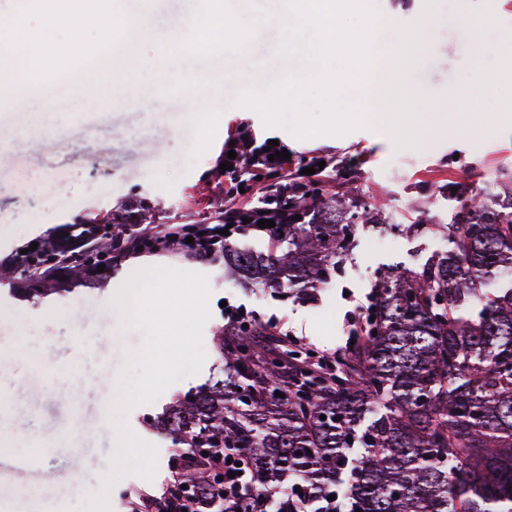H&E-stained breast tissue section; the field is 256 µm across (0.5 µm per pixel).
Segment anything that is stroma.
Instances as JSON below:
<instances>
[{
  "label": "stroma",
  "instance_id": "obj_1",
  "mask_svg": "<svg viewBox=\"0 0 512 512\" xmlns=\"http://www.w3.org/2000/svg\"><path fill=\"white\" fill-rule=\"evenodd\" d=\"M196 0H142L155 36L141 47L146 60L168 53L161 39L191 17ZM394 26L381 41L396 38V27L428 16L434 27L418 54L409 86L427 101L418 133L425 144L398 147L381 126L343 135L299 139L266 126L259 114L242 106L225 109L213 141L193 169L185 156L195 141L189 105H203L202 93L172 96L140 84L129 102L100 111L91 95L76 96L78 74L44 83L24 82L15 93L0 92V253L7 254L44 235L68 217L103 214L132 199H146L159 224H192L207 219L206 202L224 190L220 165L224 146L242 130L258 141L276 140L288 149L292 166L313 160L327 174L354 169L353 186L365 200L385 198V225H354L335 274L313 294L289 288L242 284L223 261L197 263L166 254L146 253L106 264L103 272L58 282L43 281L46 297H30L21 278H0V512H83L88 493L99 492L110 470L102 450L109 426V391L126 363V351L139 348L143 334L119 326L111 300L140 269L173 267L204 275L210 317L202 330L205 360L200 372L164 390L153 402L132 407L126 422L142 440L154 444L158 471L153 480L133 474L118 479L108 494L111 512H130L134 492L160 493L172 479L176 451L158 444L151 421L176 397L204 384L221 362L219 334L232 322L224 304L237 306L241 320L273 323L264 345L283 342L331 357L351 346L384 268L417 269L448 252L445 204L481 196L501 210L512 201V85L496 80L497 48L512 41V0H375ZM279 25L254 28L250 49L241 56L216 59L202 76L261 87L288 69L275 53ZM485 50L481 72L471 68L476 46ZM456 100L454 125L444 112ZM486 116L482 127L468 124L472 101ZM428 225H416L420 212ZM85 376L77 396L60 391L74 369ZM20 397H11L14 386ZM95 477L84 493L63 499L57 478L76 459Z\"/></svg>",
  "mask_w": 512,
  "mask_h": 512
}]
</instances>
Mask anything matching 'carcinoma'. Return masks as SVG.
Here are the masks:
<instances>
[{"label": "carcinoma", "mask_w": 512, "mask_h": 512, "mask_svg": "<svg viewBox=\"0 0 512 512\" xmlns=\"http://www.w3.org/2000/svg\"><path fill=\"white\" fill-rule=\"evenodd\" d=\"M258 176L253 223L287 229L271 251L230 245L224 256L263 287L318 288L350 225L383 223L384 201L364 202L340 169L334 192L329 178L303 182L297 170ZM464 208L447 227L448 253L419 271L379 272L374 320L347 353L312 362L301 347L259 344L255 327L222 335L224 378L153 422L188 459L172 505L185 485L199 512H268L272 497L279 512H334L333 494L341 512H512V291L484 297L488 274L512 269V211L475 195ZM242 217L234 202L212 211L219 223ZM109 220L153 223L141 199ZM50 260L29 255L18 270L38 278ZM462 298L482 303L477 315L460 313ZM200 446L211 454L196 455ZM232 458L240 475L226 489L211 475Z\"/></svg>", "instance_id": "carcinoma-1"}]
</instances>
